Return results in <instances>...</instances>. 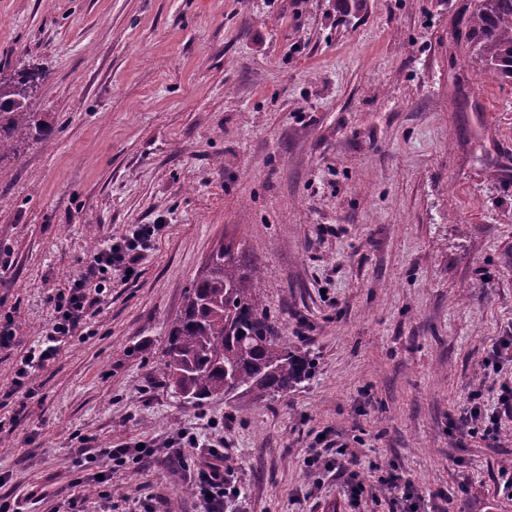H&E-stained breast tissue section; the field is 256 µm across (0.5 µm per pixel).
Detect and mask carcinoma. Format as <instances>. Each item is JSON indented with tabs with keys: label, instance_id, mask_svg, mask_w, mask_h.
<instances>
[{
	"label": "carcinoma",
	"instance_id": "carcinoma-1",
	"mask_svg": "<svg viewBox=\"0 0 512 512\" xmlns=\"http://www.w3.org/2000/svg\"><path fill=\"white\" fill-rule=\"evenodd\" d=\"M469 32L485 68L512 81V0H481ZM42 80V72L25 67L0 77V160L24 142L49 137L38 113L27 111ZM258 294V272L243 265L234 245L213 252L168 333L163 369L175 389L196 402L221 393L261 398L310 378L311 360L288 346Z\"/></svg>",
	"mask_w": 512,
	"mask_h": 512
}]
</instances>
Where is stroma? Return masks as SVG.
I'll return each instance as SVG.
<instances>
[{"label":"stroma","instance_id":"35a3bbf8","mask_svg":"<svg viewBox=\"0 0 512 512\" xmlns=\"http://www.w3.org/2000/svg\"><path fill=\"white\" fill-rule=\"evenodd\" d=\"M474 0H0V75L43 80L51 128L0 161V498L25 512H197L182 432L224 447V512H512V417L499 441L453 430L470 392L512 387V82L467 36ZM162 232L113 276L86 328L14 387L50 296L131 225ZM314 364L287 394L197 405L163 376L186 289L220 244ZM144 442L157 456L86 462ZM347 447L366 487L309 470ZM109 480L98 483L100 475ZM90 443V439L83 440L82 448H79V454L81 456H88V459H93L97 454H102L110 457L112 460H123L129 457L132 459L141 460L144 457L152 456L155 452L154 448H149L145 443L138 442L134 444H122L118 446H113L115 448H92L91 445H87ZM143 443L144 447L142 449L138 448V444Z\"/></svg>","mask_w":512,"mask_h":512}]
</instances>
